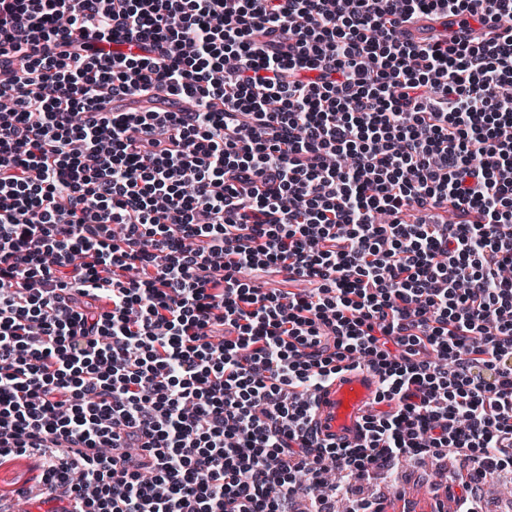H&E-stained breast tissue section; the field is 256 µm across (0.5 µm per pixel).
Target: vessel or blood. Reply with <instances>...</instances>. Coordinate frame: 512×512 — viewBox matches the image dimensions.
Listing matches in <instances>:
<instances>
[{
  "instance_id": "vessel-or-blood-1",
  "label": "vessel or blood",
  "mask_w": 512,
  "mask_h": 512,
  "mask_svg": "<svg viewBox=\"0 0 512 512\" xmlns=\"http://www.w3.org/2000/svg\"><path fill=\"white\" fill-rule=\"evenodd\" d=\"M501 22L487 17L475 22L466 14L429 12L416 15L402 28L403 41L418 44L434 33L449 42H486L494 39ZM380 377L367 368H353L338 373L317 391L311 413V427L320 439L356 444L362 435L365 417L376 407Z\"/></svg>"
}]
</instances>
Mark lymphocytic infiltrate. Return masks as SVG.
<instances>
[{"mask_svg": "<svg viewBox=\"0 0 512 512\" xmlns=\"http://www.w3.org/2000/svg\"><path fill=\"white\" fill-rule=\"evenodd\" d=\"M512 0H0V465L50 512H334L512 472ZM184 106L113 112V97ZM285 274L291 289L256 284ZM377 372L359 443L316 391ZM17 498L0 496V512ZM500 26V20L488 16L484 17L482 23H477L468 14L420 13L403 26L400 38L409 43L422 44L424 37L442 33L448 43L486 42L494 39ZM420 474L428 481L431 477L421 469H415L403 479H395L394 476L388 478V486L392 487V491L403 492L407 496L414 498L415 512H430V502L427 498L421 496L422 484L413 479L414 474Z\"/></svg>", "mask_w": 512, "mask_h": 512, "instance_id": "1", "label": "lymphocytic infiltrate"}]
</instances>
